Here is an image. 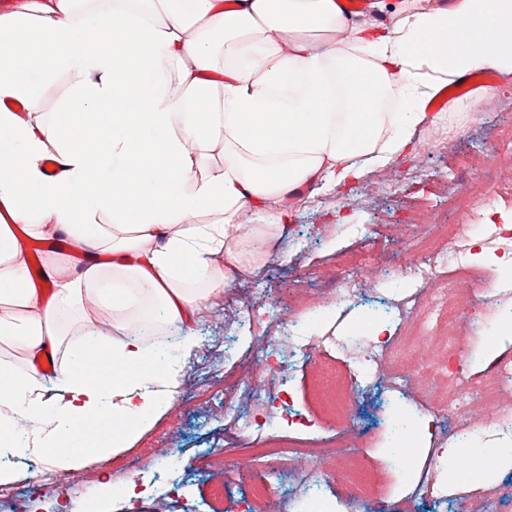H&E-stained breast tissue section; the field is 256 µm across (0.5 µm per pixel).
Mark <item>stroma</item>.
I'll use <instances>...</instances> for the list:
<instances>
[{"instance_id":"1","label":"stroma","mask_w":512,"mask_h":512,"mask_svg":"<svg viewBox=\"0 0 512 512\" xmlns=\"http://www.w3.org/2000/svg\"><path fill=\"white\" fill-rule=\"evenodd\" d=\"M507 122H512V73L500 71L494 82L449 101L439 126L415 127L408 158L343 186L305 188L290 198L284 223L275 202L246 211L242 222L263 233L269 248L262 258L245 261L239 276L196 318L197 347L170 408L131 448L67 471L44 461L0 458V468L13 473L0 486L15 495L0 504V512H14L20 502L26 512H241L252 497L249 472L225 488L223 499L213 496L229 449L343 438L354 444L368 436L383 442L375 458L391 474L390 493L401 512H470L468 503L477 498L489 499L492 512H512V462L477 478L449 476L440 464L450 445L474 464L485 462L496 450L512 448V427L494 429L491 409L475 402L433 419L427 406L434 389L417 366L436 360V353L417 345L407 361L378 357L375 376L354 384L349 425L336 424L316 403L324 373L336 367L339 341L353 337L367 349L377 341V326L391 336L411 332L400 308L415 288L398 270L408 265L426 227L406 223L409 209L420 206L448 217L443 184L460 154L480 159L466 180H507L496 163L499 129ZM511 221L512 196L480 204L472 229L455 244L459 257L496 282H507L512 276L501 261L512 257V240L489 241L487 227ZM352 260L368 266L361 295L331 312H301L299 301L328 300L334 277ZM485 317L488 342L463 338L472 347L468 373L475 381L497 357L512 355V335L500 333L512 320V298L486 306ZM286 320L303 336L307 356L295 355L285 343L279 349L281 370L256 369L267 338L278 335ZM158 448L172 451L175 470L150 462ZM355 462L352 455L314 461L276 456L274 493L258 503L257 512H304L302 500L313 491L332 505L344 503L346 489L336 473ZM51 479L76 485L77 502L64 493L44 495L42 485ZM129 479L135 488L126 496L120 488Z\"/></svg>"}]
</instances>
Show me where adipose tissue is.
Segmentation results:
<instances>
[{
  "instance_id": "ef3b65f1",
  "label": "adipose tissue",
  "mask_w": 512,
  "mask_h": 512,
  "mask_svg": "<svg viewBox=\"0 0 512 512\" xmlns=\"http://www.w3.org/2000/svg\"><path fill=\"white\" fill-rule=\"evenodd\" d=\"M98 2L0 13V343L25 361L0 362V447L62 469L60 443L91 463L172 400L196 347L185 326L242 260L244 207L386 167L415 126L439 124L426 105L449 80L512 61V0L389 26L349 20L341 0ZM56 81L66 92L44 111ZM45 230L91 260L50 254L31 277L18 236ZM91 303L116 335L80 336L55 375L67 398L46 407L34 368ZM159 319L184 331L162 369L131 327Z\"/></svg>"
}]
</instances>
